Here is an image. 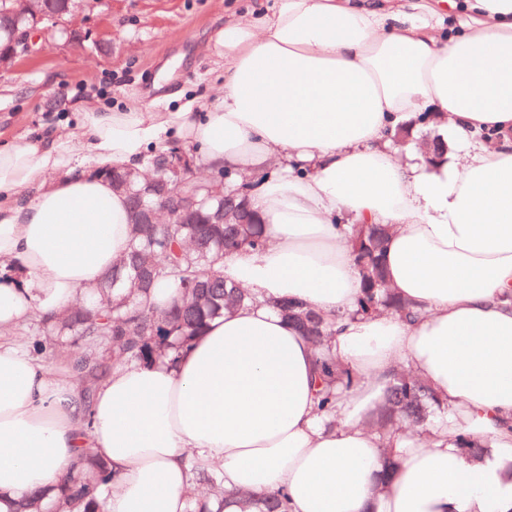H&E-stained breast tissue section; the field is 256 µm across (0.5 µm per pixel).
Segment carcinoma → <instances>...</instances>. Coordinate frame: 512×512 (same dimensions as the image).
Listing matches in <instances>:
<instances>
[{"label": "carcinoma", "instance_id": "1", "mask_svg": "<svg viewBox=\"0 0 512 512\" xmlns=\"http://www.w3.org/2000/svg\"><path fill=\"white\" fill-rule=\"evenodd\" d=\"M24 10L18 0H0L1 53L9 51L11 37L22 30L17 16ZM175 154L185 155L186 176L196 186L212 188L215 174L224 173L226 199L212 198L196 206L194 224L183 223L181 197L170 194L161 198L148 192L149 177L165 172L168 159ZM109 177L115 190L129 200V249L79 305L44 319V338L34 341L38 354L49 358L60 354L70 361L88 399L112 363L172 361L209 321L224 314V308L255 302L254 296L228 285L221 268L224 254L242 246L260 251L266 244L265 224L250 206L248 184L221 164L211 163L203 169L193 155L168 147L154 151L149 171L114 170ZM160 204L171 214L169 222L149 231L136 225L143 208ZM393 230L389 224L345 225L346 241L363 288L357 309L361 315L412 313L411 303L388 287L383 256ZM158 279L175 288L167 308L160 313L148 300L149 289ZM281 311L317 349L319 410H334L336 392L348 389L352 379L326 353L331 323L324 315L295 303L281 306ZM434 401L424 381L398 371L370 425L382 434L404 430L420 436L426 432ZM81 468V475L61 482L55 500L35 494L20 500L14 512H99L100 499L112 485V468L90 452L82 456ZM194 480L206 497L218 501L217 512H224V497L235 496L212 472L196 469ZM285 500L283 493L261 503L244 499L242 512H286Z\"/></svg>", "mask_w": 512, "mask_h": 512}]
</instances>
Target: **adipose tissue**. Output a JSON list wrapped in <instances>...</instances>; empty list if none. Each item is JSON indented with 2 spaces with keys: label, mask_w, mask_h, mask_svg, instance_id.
Wrapping results in <instances>:
<instances>
[{
  "label": "adipose tissue",
  "mask_w": 512,
  "mask_h": 512,
  "mask_svg": "<svg viewBox=\"0 0 512 512\" xmlns=\"http://www.w3.org/2000/svg\"><path fill=\"white\" fill-rule=\"evenodd\" d=\"M223 65L175 107L88 110L51 144L0 146V512L51 490L83 449L114 481L102 512H190L193 469L288 512H512V0H273L217 38ZM442 113L441 140L476 144L464 165L400 158L388 133ZM244 174L282 170L250 195L262 253L224 257L255 296L225 311L176 361L114 365L85 405L69 375L13 339L33 310L58 315L130 243L127 198L108 178L170 137ZM32 188L33 198L21 199ZM391 224L385 251L409 320L357 312L361 281L338 215ZM328 315L354 378L318 411L314 347L277 310ZM408 367L445 418L423 439L366 425ZM487 443L480 459L461 436ZM397 471L377 492L386 458Z\"/></svg>",
  "instance_id": "ef3b65f1"
}]
</instances>
